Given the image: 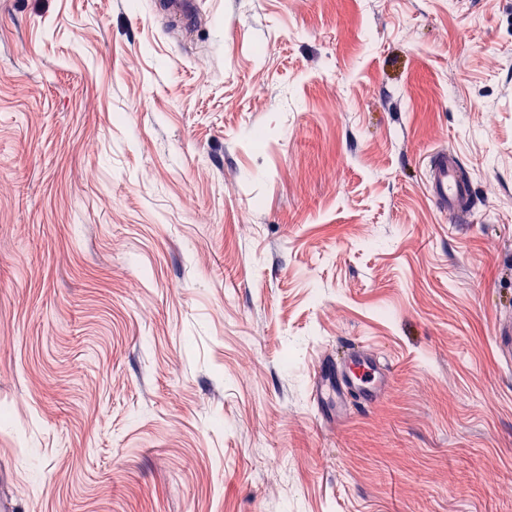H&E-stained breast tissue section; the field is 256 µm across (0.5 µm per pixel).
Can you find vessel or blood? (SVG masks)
Segmentation results:
<instances>
[{
  "label": "vessel or blood",
  "instance_id": "vessel-or-blood-1",
  "mask_svg": "<svg viewBox=\"0 0 512 512\" xmlns=\"http://www.w3.org/2000/svg\"><path fill=\"white\" fill-rule=\"evenodd\" d=\"M428 190L453 223L461 224L468 219L473 188L461 177L454 154L441 151L434 155ZM390 379L386 363L371 347L363 345L352 349L339 363L320 365L313 379L312 395L319 404L343 406L355 398L369 405L386 392Z\"/></svg>",
  "mask_w": 512,
  "mask_h": 512
}]
</instances>
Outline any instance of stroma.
<instances>
[{
	"label": "stroma",
	"instance_id": "stroma-1",
	"mask_svg": "<svg viewBox=\"0 0 512 512\" xmlns=\"http://www.w3.org/2000/svg\"><path fill=\"white\" fill-rule=\"evenodd\" d=\"M508 318L512 0H0L13 512H512ZM428 190L436 204L448 212L455 224L464 223L471 212L473 188L460 175L454 154L441 151L434 155L428 179ZM391 372L371 347L358 346L336 365L321 364L316 371L312 395L317 405L345 406L349 399H359L364 406L374 403L390 385Z\"/></svg>",
	"mask_w": 512,
	"mask_h": 512
}]
</instances>
